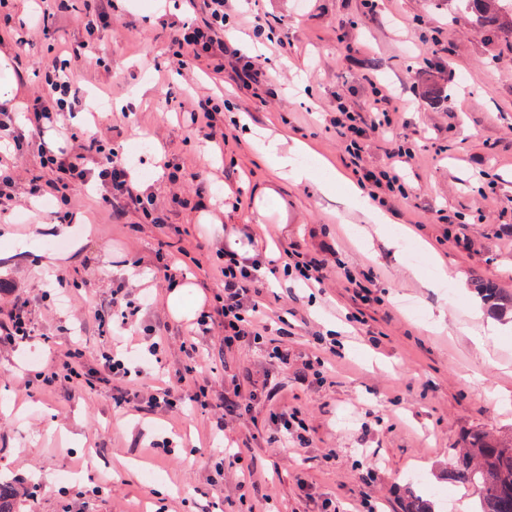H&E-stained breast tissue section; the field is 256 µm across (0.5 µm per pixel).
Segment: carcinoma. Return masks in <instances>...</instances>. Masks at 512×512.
Segmentation results:
<instances>
[{"mask_svg": "<svg viewBox=\"0 0 512 512\" xmlns=\"http://www.w3.org/2000/svg\"><path fill=\"white\" fill-rule=\"evenodd\" d=\"M475 15L480 30L497 28L512 33V0H461ZM479 292L493 313H512V297L491 283L479 285ZM448 480L471 485L479 491L476 512H512V439L502 441L482 430L465 438V448L453 457ZM19 491L10 481L0 480V512H19ZM405 512H437L435 503L420 493L410 492Z\"/></svg>", "mask_w": 512, "mask_h": 512, "instance_id": "carcinoma-1", "label": "carcinoma"}]
</instances>
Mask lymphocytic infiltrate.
Wrapping results in <instances>:
<instances>
[{
  "label": "lymphocytic infiltrate",
  "mask_w": 512,
  "mask_h": 512,
  "mask_svg": "<svg viewBox=\"0 0 512 512\" xmlns=\"http://www.w3.org/2000/svg\"><path fill=\"white\" fill-rule=\"evenodd\" d=\"M208 17L203 24L183 27L176 37L178 46L174 62L179 69L212 62L213 73L224 69L219 59L224 54V43L219 37L224 29V0H203ZM89 43L73 48L69 58L59 60L44 76L41 89L30 99L34 133H26L16 126L12 108L0 106V139L10 138L14 143L27 141L36 143L42 168L50 173L49 179L30 180L27 198L54 196L59 202L57 211L48 218L56 224H68L73 219L69 209L71 197L69 187H84L97 183L102 189L99 201L108 206L120 200L131 201L145 220L168 235L170 227L164 224L157 208L158 196L141 191L125 162L108 147L104 138L87 134L70 133L68 146L50 149L45 141V129L57 124L64 113L78 111L82 105L71 61L88 51ZM392 99L390 91L383 86L374 90L373 105L369 116L337 105L333 125L336 137L345 152L351 157L354 172L364 186L368 187L373 200L382 202L394 196H406L407 188L401 171L415 158L405 136L395 129L394 121L385 105ZM382 134L387 143L386 161L378 168H368L362 163L369 134ZM212 266L216 272L220 291L215 296L213 313H201L197 325L201 333H208L211 316H218L224 334V346L231 349L248 344L263 350L269 360L284 364L288 361L286 344L271 338L273 323H286L285 314L271 316L267 304L261 302L262 290L266 286L267 273L282 272L284 277L302 281L310 288H323L329 277L328 262L309 256L299 250H283L273 259L256 255L241 256L231 247L217 248ZM136 398L156 407L174 409L191 402L202 406L206 403V391L194 379L180 375L177 382L150 390H135Z\"/></svg>",
  "instance_id": "lymphocytic-infiltrate-1"
}]
</instances>
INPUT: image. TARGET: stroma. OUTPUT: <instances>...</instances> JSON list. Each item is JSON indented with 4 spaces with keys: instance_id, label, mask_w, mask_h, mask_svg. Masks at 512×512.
I'll return each mask as SVG.
<instances>
[{
    "instance_id": "35a3bbf8",
    "label": "stroma",
    "mask_w": 512,
    "mask_h": 512,
    "mask_svg": "<svg viewBox=\"0 0 512 512\" xmlns=\"http://www.w3.org/2000/svg\"><path fill=\"white\" fill-rule=\"evenodd\" d=\"M103 7L96 35L106 63L72 59L82 112L65 124L88 133L111 126V147L140 189L157 193L184 243L209 251L246 227L269 250L294 245L373 274L379 301L354 326L345 319L353 303L342 279L331 277L311 299L301 284L271 278L267 303L294 312L291 358L272 363L248 345L226 350L220 329L191 336L190 317L171 311V285L154 274L159 235L131 203L107 210L97 194L73 189L71 208L87 222L68 235L42 221L53 197L37 209L0 211V309L20 293L34 327L27 343L0 345V477L19 487L20 512H246L240 471L220 466L225 447L243 443L252 456L249 495L270 497L272 512H321L324 499H355L364 480L381 512H401L417 470L431 490L447 491L453 512H474L477 489L445 474L464 432L512 434V320L484 312L475 290L484 279L512 296V38L478 31L457 0H378L371 11L364 0H238L224 24L217 78L168 68L176 27L204 20L201 10L165 14L156 0H103ZM259 15L288 41L262 49L273 82L246 88L235 79L234 52L254 42ZM87 22L83 0H73L69 12L29 33L26 50L14 36L0 37L17 76L15 100L42 84L56 49L86 39ZM376 83L391 90L394 122L416 151L404 171L407 197L383 208L410 228L408 242L428 243L419 264L347 209L344 186L325 196L280 177L253 141L259 129L297 139L306 148L298 162L315 177L353 178L332 119L340 101L369 112ZM201 85L224 97L219 151L190 125ZM97 99L112 109L95 113ZM169 169L177 180L166 177ZM174 193L190 206H172ZM34 238L37 250L18 252ZM127 268L134 277L124 276ZM57 270L76 288L59 290ZM129 283L145 286L153 304L121 330L112 291ZM437 312L445 329L426 330ZM149 325L165 344L156 362L143 350ZM329 330L341 348L317 381L308 369L312 334ZM474 331L483 344L472 341ZM74 342L96 369L114 345L139 348L135 363L149 383L192 369L209 405L172 412L136 399L119 409L114 399L127 384L47 385L36 377ZM190 342L191 356L183 350ZM235 385L270 397L239 416L224 407ZM283 405L308 427L309 447L273 440L269 412ZM70 470L75 479L63 480ZM149 470L160 479L147 480Z\"/></svg>"
}]
</instances>
